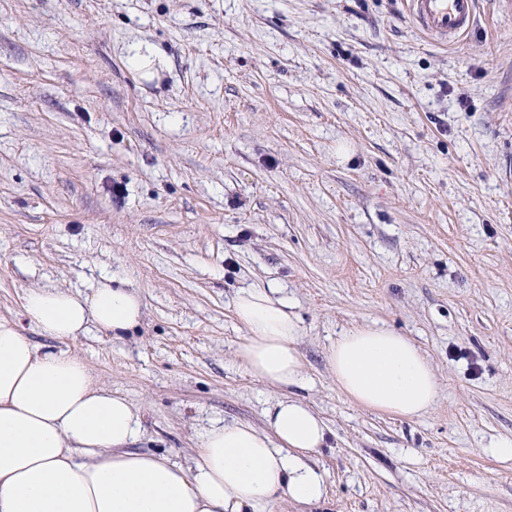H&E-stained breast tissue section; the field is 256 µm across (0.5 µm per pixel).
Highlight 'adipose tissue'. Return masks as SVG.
Here are the masks:
<instances>
[{
  "instance_id": "obj_1",
  "label": "adipose tissue",
  "mask_w": 512,
  "mask_h": 512,
  "mask_svg": "<svg viewBox=\"0 0 512 512\" xmlns=\"http://www.w3.org/2000/svg\"><path fill=\"white\" fill-rule=\"evenodd\" d=\"M21 300L29 324L54 339L94 329L120 339L140 326L144 309L136 291L109 277L87 294L30 288ZM234 311L247 330L241 367L271 385H299L300 329L280 288L242 289ZM328 360L340 391L359 405L417 418L436 403L430 364L391 329L345 331ZM266 421L263 431L245 422L206 429L189 468L135 451L139 409L101 385L81 357L38 346L0 319V512H263L277 497L320 505L326 477L307 459L329 444L324 419L289 397Z\"/></svg>"
}]
</instances>
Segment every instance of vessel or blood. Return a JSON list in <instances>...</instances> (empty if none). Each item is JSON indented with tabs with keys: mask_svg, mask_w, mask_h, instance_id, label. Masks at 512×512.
Wrapping results in <instances>:
<instances>
[{
	"mask_svg": "<svg viewBox=\"0 0 512 512\" xmlns=\"http://www.w3.org/2000/svg\"><path fill=\"white\" fill-rule=\"evenodd\" d=\"M406 8L420 32L445 45L463 39L474 28L478 0H406Z\"/></svg>",
	"mask_w": 512,
	"mask_h": 512,
	"instance_id": "obj_1",
	"label": "vessel or blood"
}]
</instances>
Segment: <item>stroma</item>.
Masks as SVG:
<instances>
[{
  "label": "stroma",
  "mask_w": 512,
  "mask_h": 512,
  "mask_svg": "<svg viewBox=\"0 0 512 512\" xmlns=\"http://www.w3.org/2000/svg\"><path fill=\"white\" fill-rule=\"evenodd\" d=\"M479 2L443 47L405 0H0V318L113 275L131 336L34 341L141 411L136 450L191 465L292 396L333 433L319 512H512V12ZM270 281L300 387L236 360L234 298ZM362 324L430 361L429 413L340 394L328 354Z\"/></svg>",
  "instance_id": "35a3bbf8"
}]
</instances>
